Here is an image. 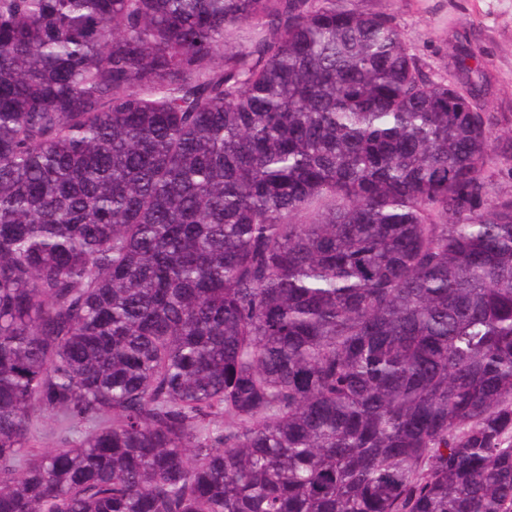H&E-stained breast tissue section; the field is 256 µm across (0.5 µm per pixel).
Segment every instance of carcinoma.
Wrapping results in <instances>:
<instances>
[{"label": "carcinoma", "mask_w": 512, "mask_h": 512, "mask_svg": "<svg viewBox=\"0 0 512 512\" xmlns=\"http://www.w3.org/2000/svg\"><path fill=\"white\" fill-rule=\"evenodd\" d=\"M497 126L350 0H0V512H512Z\"/></svg>", "instance_id": "1"}]
</instances>
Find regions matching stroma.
Here are the masks:
<instances>
[{"label":"stroma","mask_w":512,"mask_h":512,"mask_svg":"<svg viewBox=\"0 0 512 512\" xmlns=\"http://www.w3.org/2000/svg\"><path fill=\"white\" fill-rule=\"evenodd\" d=\"M391 13L424 71L436 81L474 89L477 107L512 130V0H366ZM474 52L467 65L459 56Z\"/></svg>","instance_id":"stroma-1"}]
</instances>
